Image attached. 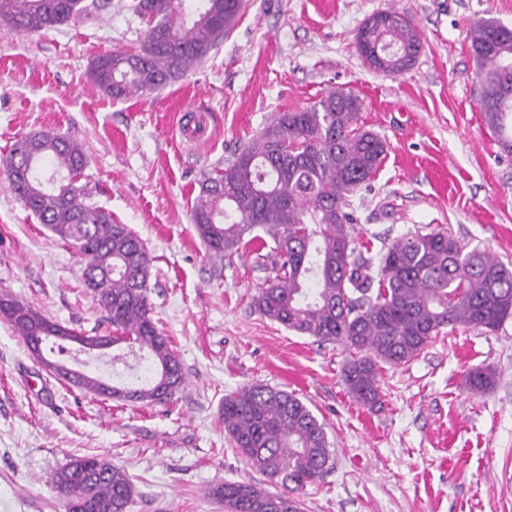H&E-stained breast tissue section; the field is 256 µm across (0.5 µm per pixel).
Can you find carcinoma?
<instances>
[{"label":"carcinoma","instance_id":"1","mask_svg":"<svg viewBox=\"0 0 512 512\" xmlns=\"http://www.w3.org/2000/svg\"><path fill=\"white\" fill-rule=\"evenodd\" d=\"M104 0H0V26L32 34L89 19ZM131 9L155 25L134 53L108 51L90 63L92 82L122 101L177 82L197 67L236 25L242 0H202L191 18L184 0H134ZM356 38L379 47L389 71L411 68L421 49L412 21L396 10L371 16ZM471 51L479 65V104L502 144L512 147V28L475 27ZM361 98L338 87L318 104L279 112L226 165L201 183L192 222L208 252L232 258L242 247L270 238L275 276L253 298L264 318L286 329L340 345L351 395L380 403L381 365H403L450 327L494 331L512 318V268L478 248L466 250L446 228L405 235L384 247L378 263L358 245L350 197L369 186L387 156L385 140L359 125ZM87 158L81 147L53 132L18 140L5 163L15 194L84 261L85 288L112 326V344L130 354L147 351L153 377L137 388L112 386L110 397L147 404L172 401L185 383L182 365L151 316L153 258L142 240L112 213L85 202ZM66 174L70 181L55 184ZM0 320L25 341L75 331L8 293ZM493 374L476 368L469 387L482 392ZM224 430L265 481L224 482L208 495L224 512H272L285 502L302 512L299 493L333 466L325 424L294 394L263 384L224 396ZM49 483L65 512H128L135 487L127 471L106 456L72 458ZM281 486L271 491L266 484Z\"/></svg>","mask_w":512,"mask_h":512}]
</instances>
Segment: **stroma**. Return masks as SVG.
<instances>
[{
    "mask_svg": "<svg viewBox=\"0 0 512 512\" xmlns=\"http://www.w3.org/2000/svg\"><path fill=\"white\" fill-rule=\"evenodd\" d=\"M130 2L44 33L0 26V292L84 335L106 332L83 260L24 209L3 170L22 137L64 135L88 157L91 204L129 225L153 259V318L186 382L167 405L100 396L59 380L0 321V512H65L46 479L90 454L128 471L129 512H224L211 486L260 478L221 419L225 395L251 383L293 392L326 425L335 467L301 493L303 512H512V319L446 331L413 361L383 366L370 409L343 381L341 346L255 311L271 270L249 252L210 255L191 221L205 174L276 113L341 86L388 144L352 196L360 239L378 248L445 227L512 264V149L480 110L470 49L478 23L512 28V0H245L187 77L115 102L87 69L98 54L138 48ZM390 8L422 41L403 73L373 71L355 46L360 24ZM474 368L490 369L493 386L471 392Z\"/></svg>",
    "mask_w": 512,
    "mask_h": 512,
    "instance_id": "1",
    "label": "stroma"
}]
</instances>
